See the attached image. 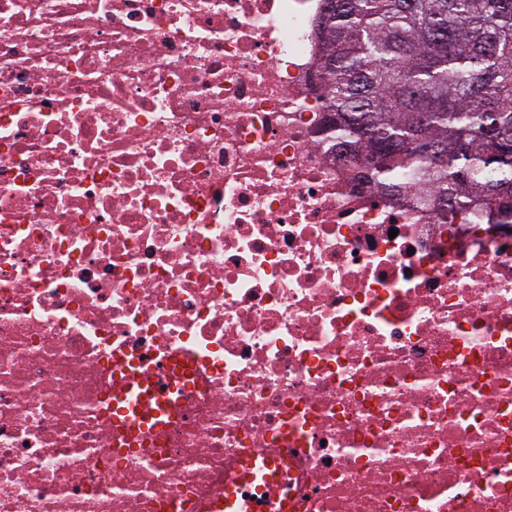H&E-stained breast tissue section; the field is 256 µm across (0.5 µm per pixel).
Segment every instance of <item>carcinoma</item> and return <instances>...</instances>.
I'll list each match as a JSON object with an SVG mask.
<instances>
[{
	"label": "carcinoma",
	"mask_w": 512,
	"mask_h": 512,
	"mask_svg": "<svg viewBox=\"0 0 512 512\" xmlns=\"http://www.w3.org/2000/svg\"><path fill=\"white\" fill-rule=\"evenodd\" d=\"M328 111L386 190L501 223L512 199V0H326Z\"/></svg>",
	"instance_id": "obj_1"
}]
</instances>
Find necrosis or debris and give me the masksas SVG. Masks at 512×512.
<instances>
[{
  "label": "necrosis or debris",
  "mask_w": 512,
  "mask_h": 512,
  "mask_svg": "<svg viewBox=\"0 0 512 512\" xmlns=\"http://www.w3.org/2000/svg\"><path fill=\"white\" fill-rule=\"evenodd\" d=\"M324 9L0 0V512H512V234L337 147ZM120 352L174 362L131 449ZM120 402L125 405L119 406ZM108 410L112 413V418L121 422H127L129 425L139 424L144 430H147V423L140 417L141 405L139 402L126 404V394L119 391V399L108 402ZM123 417V419H121ZM269 507L259 500H253L242 495L238 498L235 493H230L225 499L224 504L216 510L218 512H265Z\"/></svg>",
  "instance_id": "necrosis-or-debris-1"
}]
</instances>
